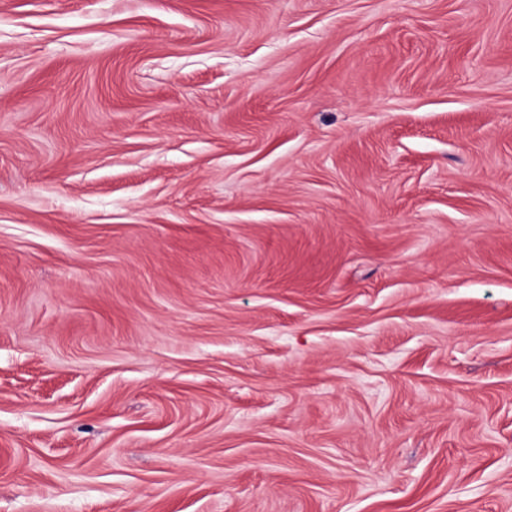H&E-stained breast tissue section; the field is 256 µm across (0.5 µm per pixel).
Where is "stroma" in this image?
<instances>
[{
  "mask_svg": "<svg viewBox=\"0 0 512 512\" xmlns=\"http://www.w3.org/2000/svg\"><path fill=\"white\" fill-rule=\"evenodd\" d=\"M0 512H512V0H0Z\"/></svg>",
  "mask_w": 512,
  "mask_h": 512,
  "instance_id": "1",
  "label": "stroma"
}]
</instances>
